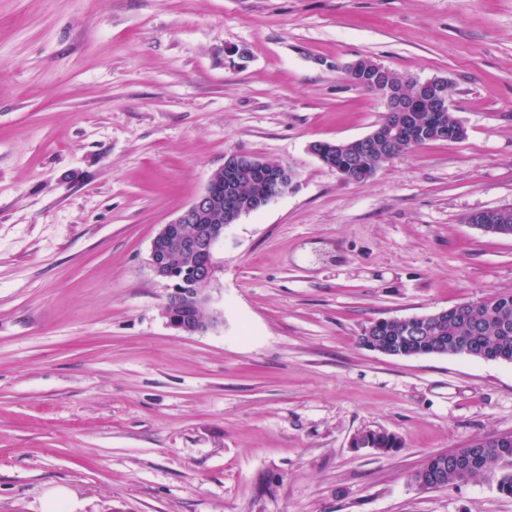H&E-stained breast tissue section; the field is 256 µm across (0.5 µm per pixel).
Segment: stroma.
<instances>
[{"label": "stroma", "mask_w": 512, "mask_h": 512, "mask_svg": "<svg viewBox=\"0 0 512 512\" xmlns=\"http://www.w3.org/2000/svg\"><path fill=\"white\" fill-rule=\"evenodd\" d=\"M447 79L466 136L353 182L309 150L385 111L343 67ZM294 173L230 225L183 336L149 267L226 158ZM512 0H0V512H512L424 459L512 435V362L373 321L512 294ZM368 430L402 442L352 447ZM472 215V214H471ZM470 215V216H471ZM469 216V217H470ZM468 223L502 235H512V208L493 209L473 214ZM390 319L392 321H390ZM379 319L372 323L369 328L374 327V336H370L369 331L366 332V338L361 336L360 340L366 347L383 352H391L394 340L388 336H405L403 334V325L396 321L402 318ZM368 328V329H369ZM386 336L381 341L377 337Z\"/></svg>", "instance_id": "stroma-1"}]
</instances>
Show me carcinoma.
Wrapping results in <instances>:
<instances>
[{"instance_id":"cac0c4a2","label":"carcinoma","mask_w":512,"mask_h":512,"mask_svg":"<svg viewBox=\"0 0 512 512\" xmlns=\"http://www.w3.org/2000/svg\"><path fill=\"white\" fill-rule=\"evenodd\" d=\"M409 100L414 103L416 112L413 116L420 122L430 121L429 104L416 94L413 85L408 86ZM466 136L462 122L448 113L446 140L458 141ZM355 141L345 142L336 147V152L324 157V163L343 175L370 167L365 158H356L349 149ZM240 198L247 202L259 199L263 187L255 184L248 175H243L237 185ZM470 222L476 226L502 235H512V208L493 209L473 214ZM469 303L452 307L441 315L428 320L430 329L424 336L407 340L396 346L397 357H419L434 348L435 341H440L448 348V354H459V344L467 342L476 351L477 358L496 360L512 359V294H497L479 301V306L467 309ZM376 336H401L403 325L388 319H379L372 323ZM371 447L381 452H389L401 447V441L385 431H373L364 435ZM468 460V468L461 472L456 467L458 457ZM500 473L497 481L498 491L512 496V438L501 439L478 438L467 447L454 452L429 456L424 464L412 475L423 481L430 489L454 486L479 475Z\"/></svg>"}]
</instances>
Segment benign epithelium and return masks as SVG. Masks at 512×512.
I'll list each match as a JSON object with an SVG mask.
<instances>
[{
  "instance_id": "obj_1",
  "label": "benign epithelium",
  "mask_w": 512,
  "mask_h": 512,
  "mask_svg": "<svg viewBox=\"0 0 512 512\" xmlns=\"http://www.w3.org/2000/svg\"><path fill=\"white\" fill-rule=\"evenodd\" d=\"M349 82L359 88L378 95L388 112H411L413 108L399 84L392 81L389 69L374 62L364 64L361 60L345 66ZM416 87L432 104L433 111L443 116L451 110L448 83L435 78L416 82ZM396 132L384 134L372 131L358 138L369 153L380 156L385 151L377 150L378 143L393 139ZM243 169L260 173L266 180L279 184L276 192L262 199V204L278 198L288 191L287 177L291 176L286 167L275 169L265 161L249 154H234L210 178L206 188L198 194L172 221L162 225L153 238L150 250V269L153 275L166 282H172L176 267L175 259H188L185 269L188 276L181 286L172 287V293L165 305V314L172 327L186 336L201 335L213 328L217 316L208 311V295L205 287L211 284L220 271L216 248L224 240L227 225L213 217L221 210L230 223L248 213L240 207L234 191H224V182H233Z\"/></svg>"
}]
</instances>
